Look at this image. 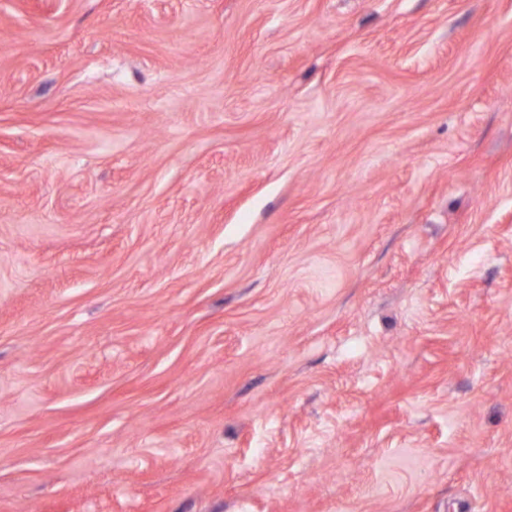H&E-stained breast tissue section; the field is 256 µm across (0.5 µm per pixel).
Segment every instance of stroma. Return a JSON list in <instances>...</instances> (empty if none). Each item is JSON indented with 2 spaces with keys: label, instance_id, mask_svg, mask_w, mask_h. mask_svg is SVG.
Returning <instances> with one entry per match:
<instances>
[{
  "label": "stroma",
  "instance_id": "obj_1",
  "mask_svg": "<svg viewBox=\"0 0 512 512\" xmlns=\"http://www.w3.org/2000/svg\"><path fill=\"white\" fill-rule=\"evenodd\" d=\"M0 512H512V0H0Z\"/></svg>",
  "mask_w": 512,
  "mask_h": 512
}]
</instances>
